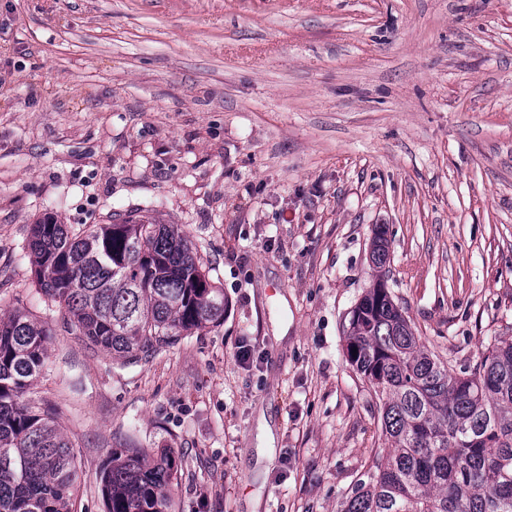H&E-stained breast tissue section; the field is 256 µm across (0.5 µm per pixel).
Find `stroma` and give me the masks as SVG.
<instances>
[{"instance_id": "1", "label": "stroma", "mask_w": 512, "mask_h": 512, "mask_svg": "<svg viewBox=\"0 0 512 512\" xmlns=\"http://www.w3.org/2000/svg\"><path fill=\"white\" fill-rule=\"evenodd\" d=\"M49 213L181 225L223 322L92 350L35 304ZM378 225L440 360L512 336V0H0V314L52 331L26 398L73 447L74 512L128 448L173 451L171 512H336L386 448L345 342Z\"/></svg>"}]
</instances>
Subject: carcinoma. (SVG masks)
<instances>
[{"label": "carcinoma", "instance_id": "carcinoma-1", "mask_svg": "<svg viewBox=\"0 0 512 512\" xmlns=\"http://www.w3.org/2000/svg\"><path fill=\"white\" fill-rule=\"evenodd\" d=\"M28 252L35 288L69 331L128 361L224 320V289L177 224L129 215L76 233L47 216ZM370 254L377 269L389 262L381 225ZM48 336L26 311L0 315V512H73L71 445L25 400ZM346 350L390 448L336 512H512V337L494 339L461 376L420 344L378 275L351 312ZM175 472L169 450L112 454L101 475L106 512H168Z\"/></svg>", "mask_w": 512, "mask_h": 512}]
</instances>
